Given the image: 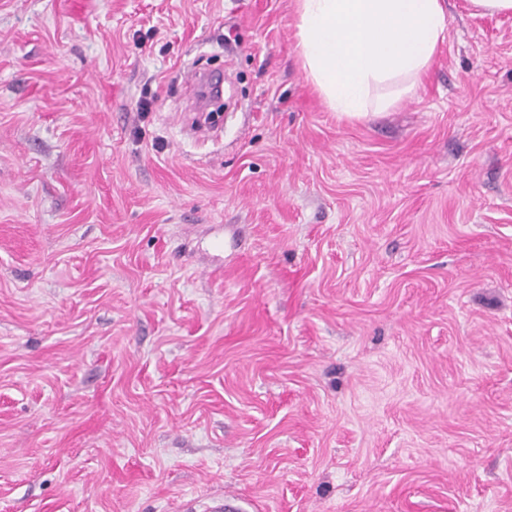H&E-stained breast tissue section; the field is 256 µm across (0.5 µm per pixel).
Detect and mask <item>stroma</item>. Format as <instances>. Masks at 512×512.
<instances>
[{"mask_svg":"<svg viewBox=\"0 0 512 512\" xmlns=\"http://www.w3.org/2000/svg\"><path fill=\"white\" fill-rule=\"evenodd\" d=\"M443 6L351 119L296 0H0V512H512V14Z\"/></svg>","mask_w":512,"mask_h":512,"instance_id":"35a3bbf8","label":"stroma"}]
</instances>
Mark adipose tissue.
Returning <instances> with one entry per match:
<instances>
[{
	"instance_id": "1",
	"label": "adipose tissue",
	"mask_w": 512,
	"mask_h": 512,
	"mask_svg": "<svg viewBox=\"0 0 512 512\" xmlns=\"http://www.w3.org/2000/svg\"><path fill=\"white\" fill-rule=\"evenodd\" d=\"M303 70L348 117L388 109L427 72L445 30L442 0H296Z\"/></svg>"
}]
</instances>
